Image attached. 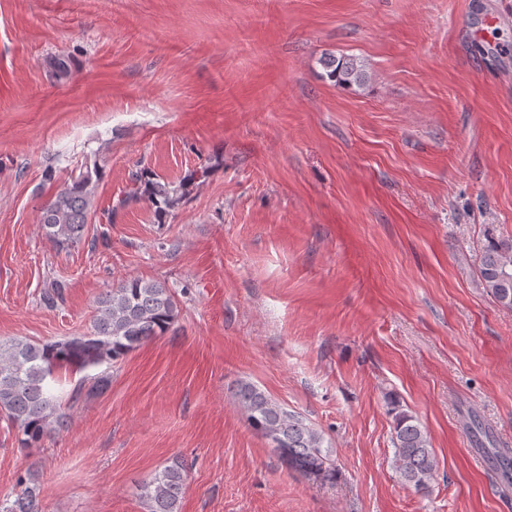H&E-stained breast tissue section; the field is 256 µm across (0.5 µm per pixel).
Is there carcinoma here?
<instances>
[{"label":"carcinoma","instance_id":"obj_1","mask_svg":"<svg viewBox=\"0 0 512 512\" xmlns=\"http://www.w3.org/2000/svg\"><path fill=\"white\" fill-rule=\"evenodd\" d=\"M321 64L341 87L361 89L368 81L366 66L356 57L328 56ZM208 173L209 167L203 165L175 184L144 171L134 177L135 190L119 199L112 211L144 198L163 217L178 208L194 181ZM95 189L92 175L82 172L43 205L39 223L54 246L69 248L81 242L90 223ZM480 276L498 303L512 309V238L492 233L487 236ZM178 316L171 289L159 282L133 278L98 298L92 330L85 335L42 343L26 339L0 342V419L17 430L20 447H40L53 425L61 423L59 405L47 385L56 370L116 364L169 331ZM235 399L248 424L278 445L277 451L289 469L316 482L336 481L333 452L324 445L321 432L252 383L240 384ZM390 413L394 417V468L405 484L427 490L438 468L428 432L398 404L391 405ZM185 484L183 464L173 461L139 486L138 497L146 512H179ZM17 487L16 498L0 505V512H41L40 487L33 483V474L19 476Z\"/></svg>","mask_w":512,"mask_h":512}]
</instances>
